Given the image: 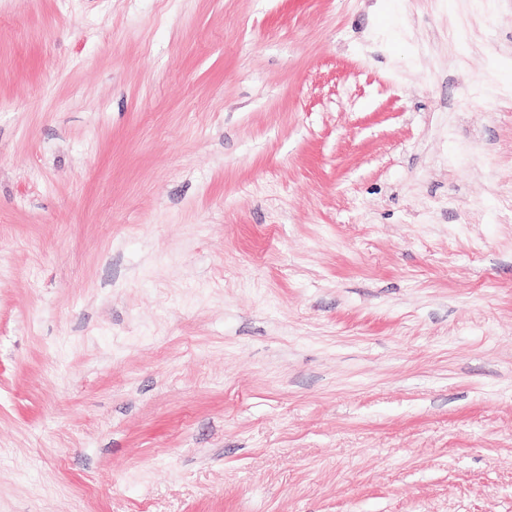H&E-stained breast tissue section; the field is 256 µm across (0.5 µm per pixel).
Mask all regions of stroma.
Segmentation results:
<instances>
[{"label": "stroma", "mask_w": 512, "mask_h": 512, "mask_svg": "<svg viewBox=\"0 0 512 512\" xmlns=\"http://www.w3.org/2000/svg\"><path fill=\"white\" fill-rule=\"evenodd\" d=\"M512 0H0V512H512Z\"/></svg>", "instance_id": "obj_1"}]
</instances>
